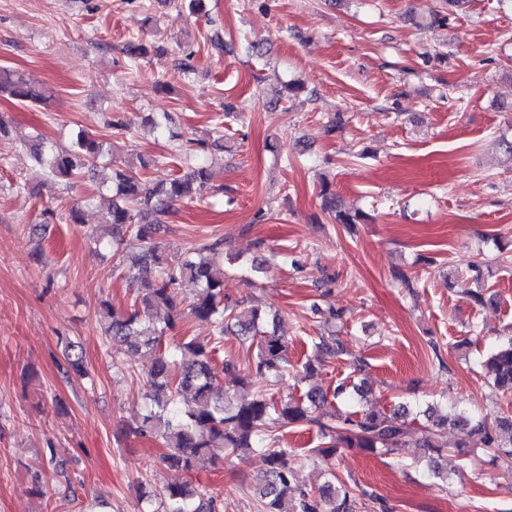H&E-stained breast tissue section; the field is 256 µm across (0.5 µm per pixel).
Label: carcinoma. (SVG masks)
<instances>
[{"label":"carcinoma","mask_w":512,"mask_h":512,"mask_svg":"<svg viewBox=\"0 0 512 512\" xmlns=\"http://www.w3.org/2000/svg\"><path fill=\"white\" fill-rule=\"evenodd\" d=\"M0 92L9 93L21 103L44 102L40 90L7 68H0ZM169 138L180 142L187 155L211 146L222 147L218 140H185L173 131ZM31 154L44 176L62 179L72 187L105 157L103 142L83 131L66 148L38 141L31 147ZM147 167L148 162L142 158L136 164H125L112 176V185L99 189L96 195V200L109 206L113 254H119L128 235L144 242L141 255L128 272L138 288L134 305L122 310L104 301L101 316L106 343L153 356L147 374L146 413L133 433L167 448L164 461L190 472L198 458L218 451L224 457L262 455L266 469L255 484V492L263 512H357V506L367 502L378 506L380 512H391L384 498L360 487H299L295 483V450L283 446L278 428L316 427L321 443L313 452L324 459L335 457L339 448L379 455L394 454L407 444L426 448L433 453L427 475L443 483L447 477L438 457L447 446L441 431L452 425L465 434L457 447L467 446V440L476 436L488 456L512 467V415L492 418L455 404L446 411L431 405L423 410L403 405L391 413L373 408L359 410L358 399L367 391L360 385L350 387L342 382L331 392L310 389L298 398L286 399H276L260 386L253 398L238 399L220 383L213 365L224 337L244 336L255 346L254 358L237 381L241 386L288 375V339L269 328V312L252 305L243 314L238 311L239 303L224 298L221 240L168 252L154 238L157 226L164 223L177 203L200 196L209 181L207 169L190 168L168 181L153 183L142 178V170ZM319 196L329 204L338 224L354 228L368 220L364 214L337 209L336 197L326 180L319 185ZM185 281L195 285L189 298L179 291ZM186 316L211 324L213 343L204 344L188 336L166 343L167 332L175 330ZM315 349L303 366L309 374L326 358L343 353L339 338L332 333L318 336ZM478 363L499 392L512 396V334L498 337L479 356ZM58 368L66 376H85L83 351L66 344ZM153 512H219V505L214 497L189 483L171 484Z\"/></svg>","instance_id":"carcinoma-1"}]
</instances>
